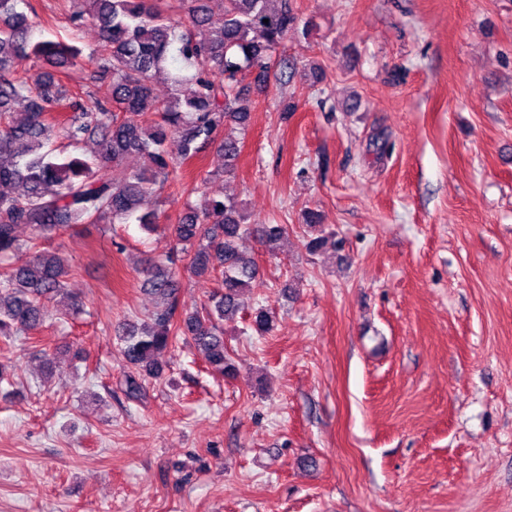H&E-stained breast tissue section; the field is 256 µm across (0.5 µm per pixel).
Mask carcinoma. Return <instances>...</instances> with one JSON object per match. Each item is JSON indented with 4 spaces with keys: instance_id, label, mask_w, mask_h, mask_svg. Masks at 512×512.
Returning a JSON list of instances; mask_svg holds the SVG:
<instances>
[{
    "instance_id": "obj_1",
    "label": "carcinoma",
    "mask_w": 512,
    "mask_h": 512,
    "mask_svg": "<svg viewBox=\"0 0 512 512\" xmlns=\"http://www.w3.org/2000/svg\"><path fill=\"white\" fill-rule=\"evenodd\" d=\"M165 0H86L99 22L102 45L88 58L112 77V107L79 105L60 74L81 64V48L63 41L32 42V19L19 9L25 0H0V336L28 334L42 321L43 302L65 291L71 269L40 247L82 224H128L157 230L163 212L158 191L180 180L181 165L208 144L224 153V175L234 173L244 144L245 107L251 76L267 82L271 68L288 82V61L277 52L298 30L293 0H224V17L213 23L209 0H176L182 18L161 7ZM32 57L55 71L20 76L11 67ZM170 83L158 100L155 82ZM21 105L24 111H15ZM76 149L88 140L101 147L92 159H58L56 140ZM143 159L131 171L123 160ZM24 224L34 236L20 242ZM173 246L165 260H148L140 273L159 304L143 322H128L118 336L122 355L135 373L125 380L132 398L139 378L162 376L160 356L181 336L201 350L212 371L234 375L224 345V320L244 310V296L259 267L241 255L247 234L272 245L283 224H250L234 197L212 199L208 208L187 207L171 225ZM220 274V286L201 310L179 311L180 272ZM251 327L272 330V313L258 308Z\"/></svg>"
}]
</instances>
